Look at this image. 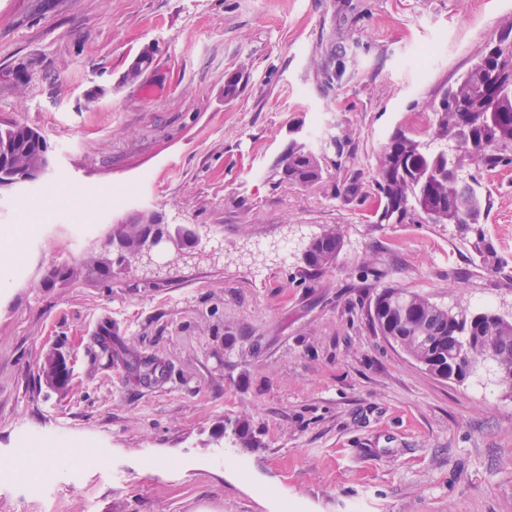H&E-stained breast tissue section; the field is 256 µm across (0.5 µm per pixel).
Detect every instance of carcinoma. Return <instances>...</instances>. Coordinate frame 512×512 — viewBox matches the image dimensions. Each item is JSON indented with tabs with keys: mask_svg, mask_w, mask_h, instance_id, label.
<instances>
[{
	"mask_svg": "<svg viewBox=\"0 0 512 512\" xmlns=\"http://www.w3.org/2000/svg\"><path fill=\"white\" fill-rule=\"evenodd\" d=\"M428 108L436 114L429 139L399 126L377 157L373 223H414L444 209L455 231L473 239L483 264L501 274L505 264L484 231L486 198L470 168L490 175L512 164L511 17L501 22L498 37ZM334 154L336 169L349 171L354 159L349 132L336 135ZM45 155L47 144L38 131L18 124L0 128V180L33 169ZM326 164L325 154L296 141L288 146L287 156L276 161L273 175L308 187L323 179ZM148 227L168 229L148 213L112 225V237L124 240L126 252L93 255L90 268L107 275L114 267L132 268L130 255ZM339 250L336 234L326 231L306 244L302 260L311 274L318 275L336 263ZM370 311L373 327L399 340V346L432 374L444 373L448 361L465 350L475 366L492 364L499 383L512 389V321L496 318V311L448 309L400 288L382 289ZM477 336L491 337L489 345L469 342Z\"/></svg>",
	"mask_w": 512,
	"mask_h": 512,
	"instance_id": "cac0c4a2",
	"label": "carcinoma"
}]
</instances>
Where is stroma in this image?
Wrapping results in <instances>:
<instances>
[{"label":"stroma","mask_w":512,"mask_h":512,"mask_svg":"<svg viewBox=\"0 0 512 512\" xmlns=\"http://www.w3.org/2000/svg\"><path fill=\"white\" fill-rule=\"evenodd\" d=\"M512 0H0V125L45 136L42 211L0 288V512H512V394L481 370L441 379L376 333L385 287L512 315V280L450 224H373L375 156L493 39ZM344 36L324 88L313 56ZM151 67L125 74L144 46ZM25 85H17L16 71ZM240 75L235 96L226 80ZM350 132L360 188L271 177L292 140ZM484 227L512 267V165L481 175ZM63 185L72 194L42 204ZM159 212L224 258L84 270L118 220ZM91 225L82 240L72 226ZM334 229L305 276L256 247ZM69 264L51 286L43 270ZM66 393L40 385L50 349ZM162 373L134 382L131 356ZM247 419L258 439L239 447ZM89 449L36 468L24 445ZM340 241L333 231H326L311 238L302 252V260L307 270L318 275L336 263Z\"/></svg>","instance_id":"35a3bbf8"}]
</instances>
